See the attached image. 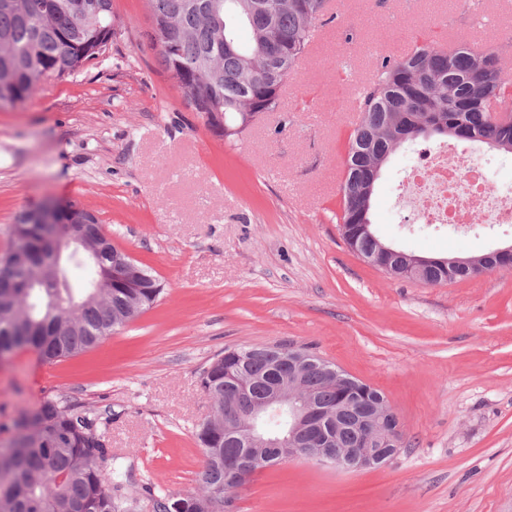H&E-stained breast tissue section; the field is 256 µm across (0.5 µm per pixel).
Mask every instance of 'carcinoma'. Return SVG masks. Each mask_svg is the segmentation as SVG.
I'll return each instance as SVG.
<instances>
[{
  "label": "carcinoma",
  "instance_id": "obj_1",
  "mask_svg": "<svg viewBox=\"0 0 512 512\" xmlns=\"http://www.w3.org/2000/svg\"><path fill=\"white\" fill-rule=\"evenodd\" d=\"M151 39L160 63L188 105L206 116L224 113L236 127L243 113L274 112L275 86L284 85L307 50L326 0H275L269 13L256 0H147ZM112 28V0H0V109L25 101L45 75H73L95 59L89 48ZM249 33L247 42L240 32ZM512 111V79L494 51L461 47L448 52L431 42L399 59L383 58L372 82L359 92V123L349 137L336 222L349 248L375 256L384 244L371 209L382 170L405 144L434 136L488 140L512 153V125L492 117ZM21 212L10 228L11 246L0 254V358L32 349L45 363L93 349L113 332L112 319L127 322L153 307L163 284L134 264L139 287H112L120 253L107 244L91 259L93 280L107 287L77 288L65 262L84 255L61 247L72 237L98 236L97 217L84 208L64 213L46 239L42 224ZM390 266L415 269L428 285L472 277L463 263L396 249ZM289 344L224 349L200 374L210 411L196 438L203 461L200 491L154 498V512H224V463L242 446L224 434V405L244 410L288 375ZM302 393L329 411L345 394L370 399L379 390L356 379L333 380L318 369L299 371ZM339 446L357 429L339 420ZM0 512H134L127 482L112 467L107 432L86 411L46 396L21 414L13 435L0 442Z\"/></svg>",
  "mask_w": 512,
  "mask_h": 512
}]
</instances>
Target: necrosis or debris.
<instances>
[{
	"label": "necrosis or debris",
	"instance_id": "obj_1",
	"mask_svg": "<svg viewBox=\"0 0 512 512\" xmlns=\"http://www.w3.org/2000/svg\"><path fill=\"white\" fill-rule=\"evenodd\" d=\"M397 192L427 224L512 223V190L492 185L481 163L444 147L407 170Z\"/></svg>",
	"mask_w": 512,
	"mask_h": 512
}]
</instances>
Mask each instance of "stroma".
I'll list each match as a JSON object with an SVG mask.
<instances>
[{"mask_svg": "<svg viewBox=\"0 0 512 512\" xmlns=\"http://www.w3.org/2000/svg\"><path fill=\"white\" fill-rule=\"evenodd\" d=\"M112 27L97 59L0 110V253L20 212L67 200L165 291L97 348L0 361V441L50 395L106 425L133 490L195 492L202 370L225 348L284 342L382 391L402 446L377 469L267 468L233 512H512V269L435 286L397 279L349 249L336 222L352 103L378 60L426 39L480 43L512 74V0L465 11L457 0H329L278 110L232 142L160 65L146 0H112ZM439 143L405 145L383 169L380 237L432 256L512 244V224L428 225L398 205L401 175Z\"/></svg>", "mask_w": 512, "mask_h": 512, "instance_id": "obj_1", "label": "stroma"}]
</instances>
